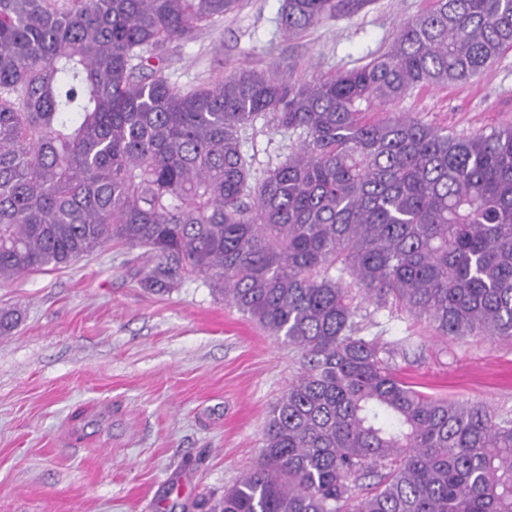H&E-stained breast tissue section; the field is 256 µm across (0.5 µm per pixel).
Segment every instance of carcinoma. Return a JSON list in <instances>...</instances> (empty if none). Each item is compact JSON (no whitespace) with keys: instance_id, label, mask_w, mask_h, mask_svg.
<instances>
[{"instance_id":"1","label":"carcinoma","mask_w":512,"mask_h":512,"mask_svg":"<svg viewBox=\"0 0 512 512\" xmlns=\"http://www.w3.org/2000/svg\"><path fill=\"white\" fill-rule=\"evenodd\" d=\"M239 3L0 0V284L117 243L141 250V287L200 277L300 351L261 461L209 512H512V420L418 390L397 348L358 336L353 293L439 336L512 338V126L386 109L498 60L512 0H433L328 76L172 83V45ZM367 3L283 0L280 33ZM261 117L297 143L258 174L242 135ZM19 321L0 309V335Z\"/></svg>"}]
</instances>
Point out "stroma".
<instances>
[{"label": "stroma", "mask_w": 512, "mask_h": 512, "mask_svg": "<svg viewBox=\"0 0 512 512\" xmlns=\"http://www.w3.org/2000/svg\"><path fill=\"white\" fill-rule=\"evenodd\" d=\"M430 5L373 0L287 41L281 0H241L177 47L166 72L190 88L278 62L316 75L350 70L385 52L399 24ZM398 108L458 134L512 121V49L470 83L414 89ZM291 144L260 118L243 150L259 171ZM131 256L114 245L0 285V308L21 316L0 336V512H206V499L256 466L300 352L203 280L145 290ZM361 307L360 336L403 347L396 364L421 391L512 418V339H444L395 307Z\"/></svg>", "instance_id": "stroma-1"}]
</instances>
